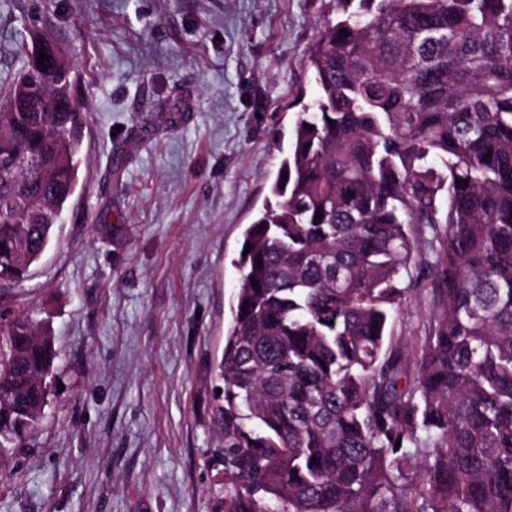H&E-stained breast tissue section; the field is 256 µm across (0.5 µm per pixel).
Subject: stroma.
I'll return each instance as SVG.
<instances>
[{"instance_id": "35a3bbf8", "label": "stroma", "mask_w": 512, "mask_h": 512, "mask_svg": "<svg viewBox=\"0 0 512 512\" xmlns=\"http://www.w3.org/2000/svg\"><path fill=\"white\" fill-rule=\"evenodd\" d=\"M54 11L81 76L85 128L56 237L0 306L33 311L58 352L55 391L0 476V512H214L224 494L213 370L262 208L305 95L328 0H0L13 31ZM395 318L431 320L428 225Z\"/></svg>"}]
</instances>
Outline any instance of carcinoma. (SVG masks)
I'll use <instances>...</instances> for the list:
<instances>
[{"instance_id": "carcinoma-1", "label": "carcinoma", "mask_w": 512, "mask_h": 512, "mask_svg": "<svg viewBox=\"0 0 512 512\" xmlns=\"http://www.w3.org/2000/svg\"><path fill=\"white\" fill-rule=\"evenodd\" d=\"M329 3L316 96L243 235L219 512H512V0ZM26 32L0 78V285L56 236L81 150L75 64L48 38L38 63ZM409 224L436 229L433 321L410 344L388 333ZM57 357L32 312H0V468Z\"/></svg>"}]
</instances>
